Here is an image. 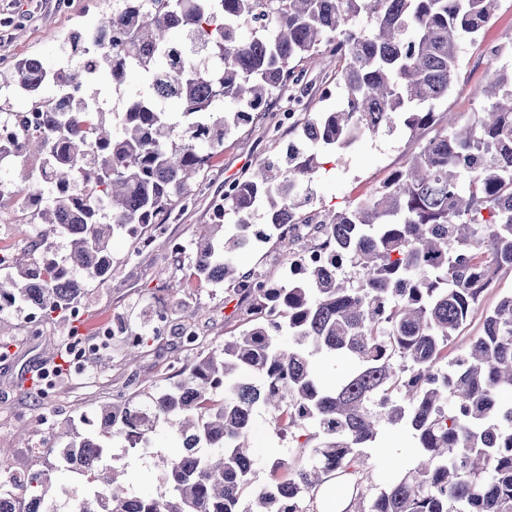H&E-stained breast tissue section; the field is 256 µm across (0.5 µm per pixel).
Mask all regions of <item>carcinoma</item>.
<instances>
[{
	"label": "carcinoma",
	"instance_id": "cac0c4a2",
	"mask_svg": "<svg viewBox=\"0 0 512 512\" xmlns=\"http://www.w3.org/2000/svg\"><path fill=\"white\" fill-rule=\"evenodd\" d=\"M500 0H279L263 26L259 0H112L98 24L73 32L71 64L49 70L36 59L15 62L9 84L41 111L36 132L15 116L20 148L40 157L45 172L24 167L12 185L24 198L48 194L35 223L62 233L61 261L21 262L0 280V302L46 317L71 315L91 282L112 275V237L167 224L205 187L210 159L224 138L275 97L303 95L294 82L324 53L343 66L341 107L308 112L301 124L281 119L305 146L266 160L231 183L216 204L218 221L191 243L198 284L224 283L256 318L224 347L201 355L151 385L143 399L118 396L100 406L99 429L73 424L52 435L63 447L51 467L81 479L90 495L78 512H315L326 484L356 512H512V293L487 313L483 334L467 353L448 346L496 274L512 270V71L495 70L477 95L488 105L463 119L434 103L458 79L460 48L492 20ZM375 20L370 34L350 21ZM121 41L105 49L106 32ZM186 40L177 42L172 33ZM96 53L95 68L83 57ZM110 66L112 78L136 70L146 91L124 111L106 112L80 97L83 82ZM75 99L68 112L54 96ZM401 123L418 135V150L389 181L342 211L321 215L319 240L358 272L353 280L319 270L288 285L243 273L237 255L251 246L247 218L266 212L267 239L286 259L296 255L291 222L310 215L294 189L309 185L317 158ZM239 215L224 223V203ZM288 335L284 345L280 336ZM342 357L354 366L330 390L315 363ZM304 416L292 414V404ZM151 418L139 419L141 407ZM271 408L278 431L300 448L271 463L272 483L247 510L255 457L249 444L257 407ZM163 421L181 452L160 459V490L135 493L112 465L104 440L137 449ZM410 425L417 439L414 470L369 492L350 481L361 449L385 424ZM317 439L319 443L309 446ZM0 512H63L50 473L30 470L0 482Z\"/></svg>",
	"mask_w": 512,
	"mask_h": 512
}]
</instances>
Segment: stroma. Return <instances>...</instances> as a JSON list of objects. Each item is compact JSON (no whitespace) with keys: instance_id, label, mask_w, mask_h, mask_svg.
Listing matches in <instances>:
<instances>
[{"instance_id":"obj_1","label":"stroma","mask_w":512,"mask_h":512,"mask_svg":"<svg viewBox=\"0 0 512 512\" xmlns=\"http://www.w3.org/2000/svg\"><path fill=\"white\" fill-rule=\"evenodd\" d=\"M109 0H0V73L21 59L34 58L44 66H58L68 48L72 32L96 24ZM498 55H491V48ZM461 77L439 101V112H473L480 108L477 89L486 81L492 68L512 67V0H502L490 25L475 42L464 43L460 51ZM340 68L336 58L323 55L318 64L305 68L304 80L310 86L309 109L321 112L337 106L343 89L325 97ZM279 120L277 109L254 113L224 140L207 171L209 186L197 195L177 220L164 225L161 233L143 230L147 242L134 248L127 236L114 237L112 276L104 284H90L79 306L87 325L106 319L116 332L112 346L105 353L104 366L87 365L80 373L60 378L50 405H43L30 392L31 377L51 364L60 344L68 342L71 325L55 317L42 323L40 334L29 328V310L24 305L0 308V481L7 476L45 468L43 455L52 427L74 423L79 430L97 426L101 404L118 394L135 395L150 383L165 379V366L172 359L191 364L198 354L219 349L225 338L239 334L246 327L247 305L224 285L188 287L192 269L190 254L173 260L171 242L190 243L200 225L211 223L214 203L224 195L226 183L254 169L265 158L282 154L284 143L275 139L273 129ZM418 146L417 136L403 126L383 130L360 139L351 147L322 157L321 168L312 184L309 209L320 212L339 211L355 203L401 169ZM251 224L255 244L238 256L241 271L258 270L272 282L289 281V264L274 242L265 240L262 210H255ZM43 234L39 224L0 226V248L18 258L38 261L43 249L38 242ZM512 292V271L502 272L488 288L465 327L454 337L449 356L464 354L473 339L481 334L483 321L500 298ZM168 308L171 330L163 337L152 334V320L157 306ZM196 309L195 330L199 336L195 349L183 348L175 332L184 307ZM137 333L144 342L135 362L126 359L125 340ZM28 431L27 441L17 437L19 428ZM253 442L258 461L251 476L247 498L271 481L270 464L274 459L295 453V444L276 428L270 411L257 408L253 417ZM416 440L410 429L387 426L376 441L364 448L360 470L365 485L381 488L411 471L415 465ZM146 453H117L113 463L127 472L132 491L152 493L159 488L158 460L178 453L179 444L165 423H158L149 436Z\"/></svg>"}]
</instances>
